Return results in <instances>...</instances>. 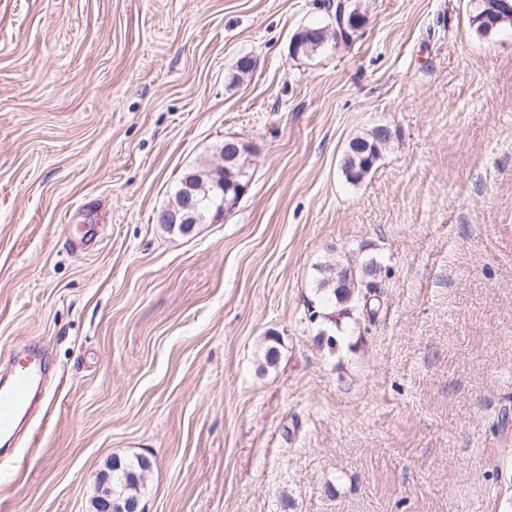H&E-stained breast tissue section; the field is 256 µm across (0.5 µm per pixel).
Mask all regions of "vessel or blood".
<instances>
[{
    "instance_id": "b4317fda",
    "label": "vessel or blood",
    "mask_w": 512,
    "mask_h": 512,
    "mask_svg": "<svg viewBox=\"0 0 512 512\" xmlns=\"http://www.w3.org/2000/svg\"><path fill=\"white\" fill-rule=\"evenodd\" d=\"M50 370L47 352L27 350L9 377L0 380V439L12 440L19 425L32 411L40 386Z\"/></svg>"
}]
</instances>
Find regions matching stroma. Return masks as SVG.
<instances>
[{
	"label": "stroma",
	"mask_w": 512,
	"mask_h": 512,
	"mask_svg": "<svg viewBox=\"0 0 512 512\" xmlns=\"http://www.w3.org/2000/svg\"><path fill=\"white\" fill-rule=\"evenodd\" d=\"M329 2L0 0V373L53 364L0 512H93L139 457L147 512H512V27L348 0L364 27L291 57ZM228 136L235 209L156 224ZM371 260L329 350L317 267ZM380 128H384L387 133H390L387 126L383 124H378L374 126L370 133H368L366 136L363 137H355L353 138L349 143V149L350 150L351 145L355 143H361L364 148L360 153H354L352 152V157L346 158L345 154L341 161V168L343 173L345 174V177L347 181L352 183H357L363 179V173H368L378 160L380 154L372 151V148L374 147V143L376 142L377 136H378V130ZM389 137V134L388 136ZM379 142L375 145L378 152H381L383 147L389 142L390 137L386 138V135H381L378 137ZM370 148V152L366 150V148ZM371 156L373 158H371ZM365 174V175H366Z\"/></svg>",
	"instance_id": "stroma-1"
}]
</instances>
